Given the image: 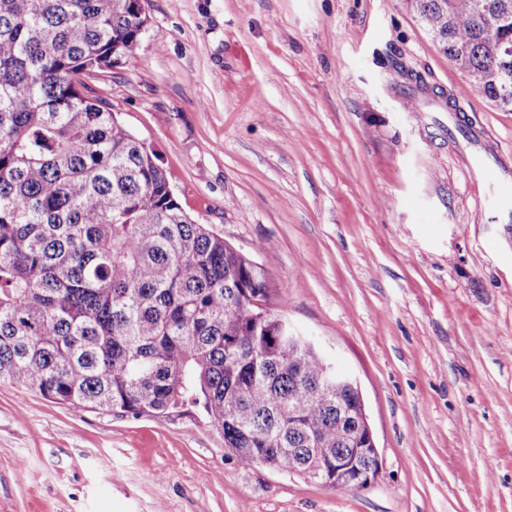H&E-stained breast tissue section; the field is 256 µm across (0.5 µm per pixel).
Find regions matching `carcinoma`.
I'll return each mask as SVG.
<instances>
[{
    "instance_id": "cac0c4a2",
    "label": "carcinoma",
    "mask_w": 512,
    "mask_h": 512,
    "mask_svg": "<svg viewBox=\"0 0 512 512\" xmlns=\"http://www.w3.org/2000/svg\"><path fill=\"white\" fill-rule=\"evenodd\" d=\"M477 91L512 75V0H414ZM489 14H507L506 25ZM141 0H0V379L72 406L165 417L201 408L240 459L336 488L357 386H323L319 352L269 299L256 262L180 207L154 154L83 77L139 45Z\"/></svg>"
}]
</instances>
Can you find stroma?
Listing matches in <instances>:
<instances>
[{
    "instance_id": "1",
    "label": "stroma",
    "mask_w": 512,
    "mask_h": 512,
    "mask_svg": "<svg viewBox=\"0 0 512 512\" xmlns=\"http://www.w3.org/2000/svg\"><path fill=\"white\" fill-rule=\"evenodd\" d=\"M89 82L270 312L357 381L381 461L337 490L199 411L121 417L0 382V512H512V112L411 0H143ZM484 171L471 175L474 162Z\"/></svg>"
}]
</instances>
